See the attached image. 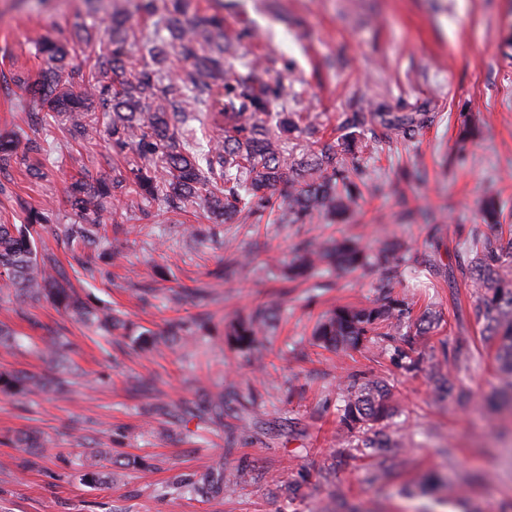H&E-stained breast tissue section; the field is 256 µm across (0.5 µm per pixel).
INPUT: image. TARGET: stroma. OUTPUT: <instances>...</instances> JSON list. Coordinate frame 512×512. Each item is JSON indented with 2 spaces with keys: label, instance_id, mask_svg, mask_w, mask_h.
<instances>
[{
  "label": "stroma",
  "instance_id": "stroma-1",
  "mask_svg": "<svg viewBox=\"0 0 512 512\" xmlns=\"http://www.w3.org/2000/svg\"><path fill=\"white\" fill-rule=\"evenodd\" d=\"M88 12L85 0H0V132L19 142L33 135L37 104L16 73L45 68L34 39L67 43L75 23L108 40L107 7ZM222 11L230 28L248 29L228 60L235 73L282 83L309 130L293 144L301 156L314 143L344 132L354 112H424L414 139L393 141L381 125L359 132L377 145L363 153L366 172L349 219L284 224L264 216L253 225L213 224L203 212H164L119 195L105 214L104 237L73 252L44 234L78 293L121 310L153 331L172 320L208 318L184 349L132 350L127 339L98 337L46 303L0 300V324L20 335L0 347V369L41 374L38 355L52 336H65L80 376L71 395L29 398L0 394V512H512V413L495 409L503 395L494 346L481 339L470 256L471 235L495 247L512 234L484 223L493 198L502 222L512 221V0H193L190 17ZM478 129L461 138L459 116ZM104 139L60 143L28 177L14 164L0 171V224L21 223L22 209L52 203V221L70 223L65 191L72 179L124 166ZM405 167L422 181H396ZM432 212L431 223L406 219ZM353 238L396 245L403 258L394 291L432 308L439 323L418 346L426 363L456 358V388L468 403L437 398L425 373H404L390 354L316 346L312 330L339 304H366L378 295L369 266L336 271L328 287L282 282L278 266L304 240ZM116 251V261L105 254ZM210 298L197 306L192 289ZM278 308L267 340L249 351L231 346L224 327L260 305ZM358 373L395 386L403 425L394 461L342 452L338 384ZM223 397L224 422L183 423L152 413L176 410L202 396ZM38 432L46 454L16 448L20 433ZM78 448H108L99 460L104 481L75 478ZM243 464L248 476L228 494L183 495L178 477L222 463ZM298 482L296 499L285 487Z\"/></svg>",
  "mask_w": 512,
  "mask_h": 512
}]
</instances>
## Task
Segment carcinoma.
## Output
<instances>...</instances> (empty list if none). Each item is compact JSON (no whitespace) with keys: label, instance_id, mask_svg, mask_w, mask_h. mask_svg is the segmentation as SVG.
<instances>
[{"label":"carcinoma","instance_id":"carcinoma-1","mask_svg":"<svg viewBox=\"0 0 512 512\" xmlns=\"http://www.w3.org/2000/svg\"><path fill=\"white\" fill-rule=\"evenodd\" d=\"M189 0H137V10L148 16L161 14L168 37L138 38L130 28L128 13L114 8L108 14L110 48L88 57L89 74L74 64L71 51L50 37L36 41L39 53L49 63L36 78H18L37 101L40 110L61 121L41 125L39 137L24 145L21 161L28 154L50 155L62 132L73 140H90L98 134V121L89 105L96 101L102 111L112 113L107 135L112 152L132 154L133 184L145 200L162 198L171 212L203 209L216 224L240 218L260 217L267 210L279 212L289 224H307L316 217L335 220L344 217L359 194L357 182L365 171L355 154L361 139L352 132L337 144L309 150L307 157L288 158V141L305 129L287 111L285 88L277 83L255 84L251 78L233 76L224 69V54L247 36L243 31L224 28L218 14L184 22ZM142 43L151 59L161 62L167 49L174 50L187 64L183 74L162 77L160 71L145 67L116 90L112 74L126 66L131 47ZM206 111V117L224 129L223 143L199 154L176 123L189 114ZM374 117L390 132L410 139L424 126L417 113L377 112ZM19 143L0 137V169L11 164ZM126 181L122 171L101 176L89 183L73 182L67 203L74 215L63 226L69 242L92 245L99 239L102 219L116 190ZM51 210L28 207L22 224H0V299L45 300L82 322L95 333L113 335L117 330L139 349L164 344L185 347L194 336L189 322H169L160 332L131 329L121 315L94 307L66 284L56 259L38 253L41 233L48 228ZM473 254V283L481 289L477 315L482 321L483 339L496 346L499 373L512 381V253L488 242L468 243ZM402 257L392 245L379 247L369 255L359 243L342 239L325 243L316 238L298 248L283 271L285 279L314 278L324 267L372 266L380 274L379 288H391L398 278ZM415 301L403 295H384L374 302L352 307L339 305L317 324L315 341L334 350L358 349L388 339L412 319ZM277 318L273 306H258L247 317L231 323L229 341L239 349L256 346L269 335ZM414 320V319H412ZM437 325L428 311L414 320L421 335ZM68 347L64 337L54 338L43 350L49 371L25 376L0 371V393L31 396L50 392L60 398L70 394L77 371L64 364ZM341 421L346 433L342 451L359 458L383 456L399 447L393 439L398 428L390 405L391 387L384 380L354 376L340 387ZM189 415L221 424L224 399L211 401L202 409L185 407ZM243 471L237 467L206 470L201 479L176 483L182 493L200 491L220 494L238 486Z\"/></svg>","mask_w":512,"mask_h":512}]
</instances>
